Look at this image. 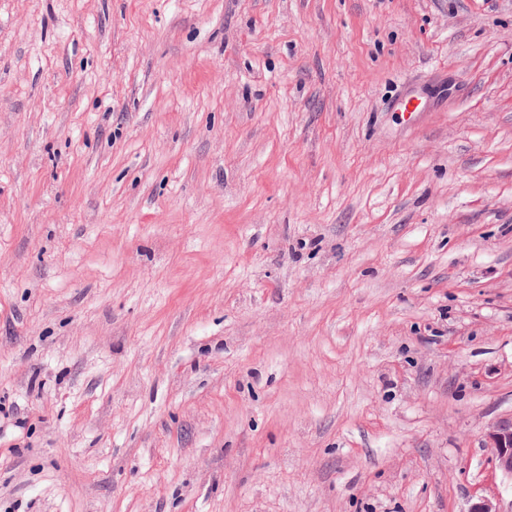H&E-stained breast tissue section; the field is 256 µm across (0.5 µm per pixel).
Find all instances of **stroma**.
Masks as SVG:
<instances>
[{
    "label": "stroma",
    "instance_id": "1",
    "mask_svg": "<svg viewBox=\"0 0 512 512\" xmlns=\"http://www.w3.org/2000/svg\"><path fill=\"white\" fill-rule=\"evenodd\" d=\"M511 416L512 0H0V512H512ZM485 445L495 449L494 468L512 480V417L492 424L484 435Z\"/></svg>",
    "mask_w": 512,
    "mask_h": 512
}]
</instances>
